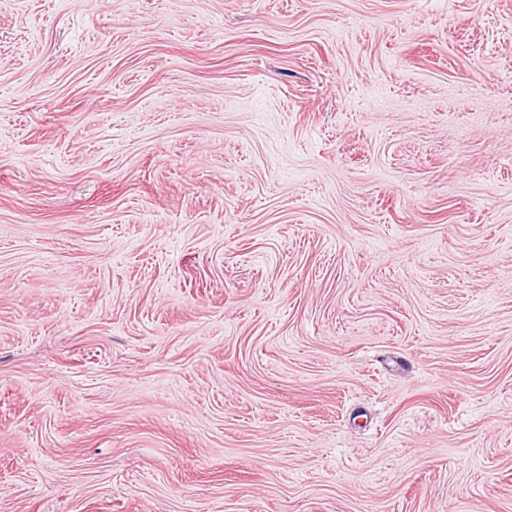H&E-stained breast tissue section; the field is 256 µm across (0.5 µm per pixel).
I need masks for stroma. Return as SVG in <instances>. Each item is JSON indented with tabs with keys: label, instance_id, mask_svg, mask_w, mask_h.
<instances>
[{
	"label": "stroma",
	"instance_id": "obj_1",
	"mask_svg": "<svg viewBox=\"0 0 512 512\" xmlns=\"http://www.w3.org/2000/svg\"><path fill=\"white\" fill-rule=\"evenodd\" d=\"M0 512H512V0H0Z\"/></svg>",
	"mask_w": 512,
	"mask_h": 512
}]
</instances>
